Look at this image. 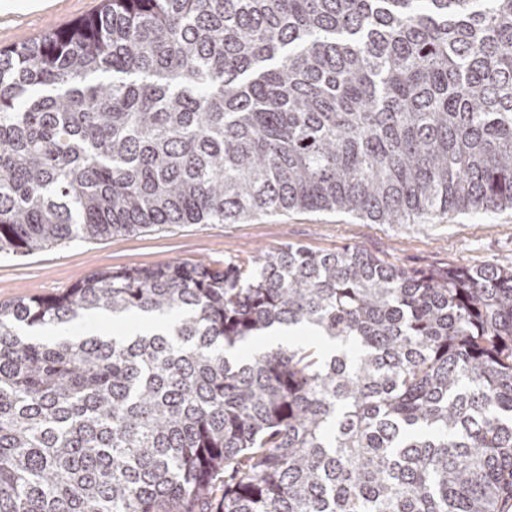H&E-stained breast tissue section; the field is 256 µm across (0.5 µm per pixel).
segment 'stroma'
Masks as SVG:
<instances>
[{
    "label": "stroma",
    "mask_w": 512,
    "mask_h": 512,
    "mask_svg": "<svg viewBox=\"0 0 512 512\" xmlns=\"http://www.w3.org/2000/svg\"><path fill=\"white\" fill-rule=\"evenodd\" d=\"M0 12V48L92 14L100 0H49ZM285 243L315 251L358 248L385 265L425 270L448 264L512 268V210L466 212L422 224H376L349 213L291 211L234 224H162L30 255H0V303L59 293L97 271L203 261L223 267Z\"/></svg>",
    "instance_id": "obj_1"
}]
</instances>
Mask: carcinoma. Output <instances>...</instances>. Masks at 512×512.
<instances>
[{
    "label": "carcinoma",
    "instance_id": "1",
    "mask_svg": "<svg viewBox=\"0 0 512 512\" xmlns=\"http://www.w3.org/2000/svg\"><path fill=\"white\" fill-rule=\"evenodd\" d=\"M512 209V0H102L0 48V253ZM160 321L49 341L76 318ZM336 342L228 352L282 328ZM512 269L283 244L0 303V512H509Z\"/></svg>",
    "mask_w": 512,
    "mask_h": 512
}]
</instances>
